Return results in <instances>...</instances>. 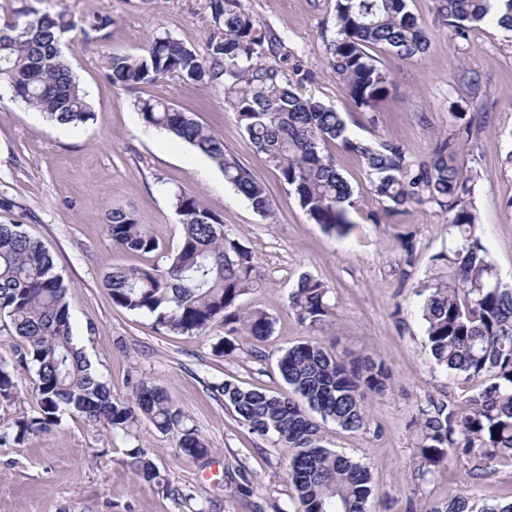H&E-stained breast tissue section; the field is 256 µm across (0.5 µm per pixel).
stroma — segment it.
<instances>
[{
  "mask_svg": "<svg viewBox=\"0 0 512 512\" xmlns=\"http://www.w3.org/2000/svg\"><path fill=\"white\" fill-rule=\"evenodd\" d=\"M335 0H248L257 27L284 43L289 70L305 74L300 91L345 113L355 136L400 144L415 161L432 157L451 131L454 113L470 111L465 86L478 78L486 92L484 128L465 145L467 167L477 170V232L502 281L512 286V32L484 25L468 40L450 36L435 14V0H409L424 24V54L382 53L393 84L372 107H357L333 76L326 46L336 35ZM66 7L73 15H110L107 40L74 41L73 70L96 116L73 129L47 122L39 112L0 91V193L16 205L0 209V224L20 223L43 242L67 287L73 335L115 398L131 392L136 375L165 388L174 405L213 450L201 464L178 450L179 433L158 431L140 420L123 439L75 415L59 425L0 445V512H291L294 492L285 470L293 451L275 435L251 433L224 406L215 390L232 379L273 394H289L278 361L288 347L307 341L334 347L343 358L371 357L391 373V389L367 396L364 430L321 425V444L367 465L372 493L367 512H422L429 501L469 490L481 501H512V465L498 463L471 483L467 460L450 458L427 479L417 476L415 428L418 404L433 400L466 406L482 387L435 364L426 343L417 288L434 273L432 258L448 245V223L432 204L375 224L370 213L383 205L371 191L363 162L331 143L326 150L353 190L354 227L340 239L314 224L284 184L275 164L243 133L222 89L170 76L134 89L104 77L109 53L135 56L155 33L166 31L199 53L211 32L208 0H44L43 9ZM158 97L209 126L272 198L256 213L224 182L222 171L189 144L146 127L135 107ZM197 191L255 257L257 286L242 302L273 322L264 341H244L219 357L212 345L224 335L222 322L202 335L161 333L151 318L113 304L103 285L112 267H149L160 253L137 255L112 245L105 215L133 210L150 225L162 251L174 249L182 226L172 203L176 189ZM415 234L413 264H406L400 233ZM323 281L336 306L329 321L311 328L296 318L289 297L298 279ZM144 449L169 489L141 480L126 463V451ZM245 469L253 487L237 492L231 480Z\"/></svg>",
  "mask_w": 512,
  "mask_h": 512,
  "instance_id": "obj_1",
  "label": "stroma"
}]
</instances>
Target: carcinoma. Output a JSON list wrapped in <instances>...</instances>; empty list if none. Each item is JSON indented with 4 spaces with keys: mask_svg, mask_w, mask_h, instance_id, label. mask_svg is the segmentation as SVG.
I'll return each instance as SVG.
<instances>
[{
    "mask_svg": "<svg viewBox=\"0 0 512 512\" xmlns=\"http://www.w3.org/2000/svg\"><path fill=\"white\" fill-rule=\"evenodd\" d=\"M34 2L23 0L20 8L0 16V86L53 123L84 126L95 112L63 47L74 32L86 44L105 40L112 18L99 12L76 18L63 8L44 11ZM209 8L213 29L206 56L163 32L137 56L108 55L105 79L133 87L174 75L224 90V101L250 142L275 163L301 208L329 235L342 239L352 228V189L325 153L330 143H339L365 164L374 196L385 203V217L413 205H436L446 215L449 244L434 256L436 272L419 291L428 344L437 365L466 380L480 378L485 386L465 410L432 400L418 406L419 476L426 478L453 456L472 463L468 476L475 481L484 477L489 463L512 461V287L499 280L477 235L478 173L459 161L461 145L478 137L483 113H453L456 127L430 160L413 161L397 143L353 136L343 113L303 96L283 66L266 62L281 54L283 42L273 32L258 31L245 0H209ZM335 11L337 36L327 44L329 67L357 105L369 106L392 84L376 52L423 54L426 30L409 11L408 0H336ZM496 13L499 26L512 31V0H436L439 22L457 39H468L474 27L491 23ZM135 106L145 126L163 129L210 158L255 212L270 211L265 185L227 152L210 127L161 98L139 99ZM173 207L183 228L179 247L161 266L106 271L103 285L112 302L153 317L157 329L168 333L198 335L220 321L225 336L212 346L220 355L237 349V335L269 336L270 318L240 303L255 286L252 251L224 233L223 220L198 193L174 192ZM105 227L112 244L128 253L159 250L149 225L132 211L112 210ZM329 292L322 281L301 276L291 295L299 321L310 327L325 324L334 308ZM66 295L67 285L44 245L21 224H0V335L20 339L11 356L0 357V403L19 397L18 371L36 368L37 415L15 421L14 441L57 424L62 411L114 435L133 433L145 418L161 432L182 430L180 452L208 459L212 449L195 430L183 427V415L163 387L137 379L130 398L112 396L75 342ZM279 369L298 399L226 379L217 386L224 406L251 432L275 434L296 449L288 462L296 512H366L370 470L321 446L313 414L347 431L363 429L366 393H385L388 369L368 357L345 361L318 343L289 347ZM127 457L139 477L159 482L143 450L133 448ZM425 512H512V503L477 510L470 497L456 493L428 504Z\"/></svg>",
    "mask_w": 512,
    "mask_h": 512,
    "instance_id": "carcinoma-1",
    "label": "carcinoma"
}]
</instances>
